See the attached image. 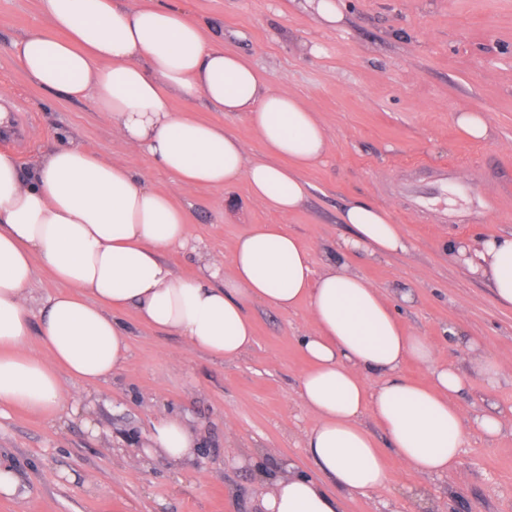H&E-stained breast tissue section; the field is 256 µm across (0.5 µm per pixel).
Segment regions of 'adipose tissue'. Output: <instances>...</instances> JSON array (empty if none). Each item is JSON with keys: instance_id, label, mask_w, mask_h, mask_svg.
<instances>
[{"instance_id": "1", "label": "adipose tissue", "mask_w": 512, "mask_h": 512, "mask_svg": "<svg viewBox=\"0 0 512 512\" xmlns=\"http://www.w3.org/2000/svg\"><path fill=\"white\" fill-rule=\"evenodd\" d=\"M47 28L11 45L17 67L38 88L89 100L132 152L147 155L174 186L230 188L246 182L253 201L281 220L309 195L302 169L329 152L314 112L245 57L209 40L178 0H43ZM205 98L246 116L268 157L254 160L222 127L173 111L171 98ZM354 234L343 253L381 258L408 243L383 207L354 201L340 214ZM186 211L152 188L133 164L77 144L25 169L0 153V416L13 408L50 414L65 401L63 376L96 386L120 370L129 330L120 312L183 336L227 361L254 342L251 305L309 307L299 346L311 368L298 397L313 423L303 435L317 473L286 464L268 476L261 512H340L341 498L395 483L386 465L441 476L460 465L468 428L492 438L512 420L487 412L467 420L456 397L469 377L439 362L426 337L404 327L395 308L347 263L315 272L309 251L277 224H254L230 261L197 247L196 277L176 275L166 251L189 245ZM455 252L501 304L512 306V237L457 244ZM60 283L32 309L35 264ZM38 334L42 351L29 349ZM428 382L406 377L407 362ZM385 433L380 447L365 418ZM148 446L174 463L192 459L199 434L187 418L162 415Z\"/></svg>"}]
</instances>
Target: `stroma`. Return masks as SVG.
Listing matches in <instances>:
<instances>
[{
  "instance_id": "35a3bbf8",
  "label": "stroma",
  "mask_w": 512,
  "mask_h": 512,
  "mask_svg": "<svg viewBox=\"0 0 512 512\" xmlns=\"http://www.w3.org/2000/svg\"><path fill=\"white\" fill-rule=\"evenodd\" d=\"M182 2L208 37L316 112L330 145L323 163L302 173L307 202L283 221L253 202L243 181L177 194L193 240L228 257L248 227L282 221L318 267L352 232L339 221L346 204L375 203L411 248L381 259L352 255L349 264L395 303L406 328L434 344L439 361L469 373L468 338L481 341L484 355L512 361V308L450 251L459 241L512 235V0H339L344 18L335 25L308 0ZM45 22L41 0H0V87L10 91L0 107L26 131L12 141L0 129V151L23 164L75 143L134 162L153 188L169 190L170 177L150 158L132 157L92 102L44 92L18 69L12 42ZM171 105L224 126L249 157L266 158L243 113L202 98ZM463 112L484 115L485 139L457 126ZM415 190L427 195L426 211L416 212ZM406 290L412 300L400 302ZM249 313L255 341L236 361L122 313L130 350L110 382L90 388L67 377L70 405L55 416L14 409L0 418V456L26 488L22 498L0 499V512H257L259 469L291 460L316 474L302 446L312 418L298 402L309 369L298 343L308 306L255 304ZM451 326L458 336L448 334ZM457 404L468 416L512 412V371L493 387L471 376ZM164 411L189 417L201 432L191 465L142 452ZM408 486L424 487L435 512H512V432L489 441L468 430L459 471L399 473L377 494L343 498L342 512H407Z\"/></svg>"
}]
</instances>
